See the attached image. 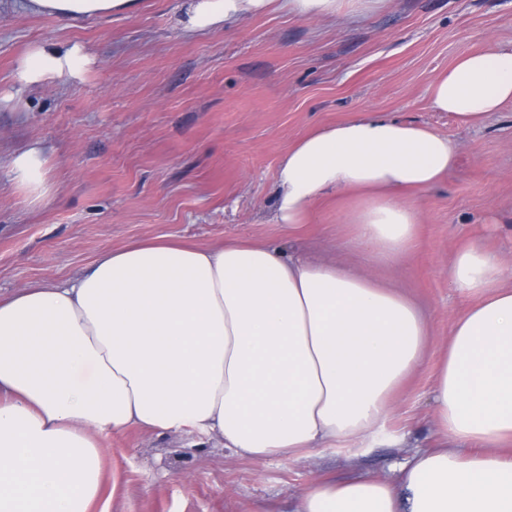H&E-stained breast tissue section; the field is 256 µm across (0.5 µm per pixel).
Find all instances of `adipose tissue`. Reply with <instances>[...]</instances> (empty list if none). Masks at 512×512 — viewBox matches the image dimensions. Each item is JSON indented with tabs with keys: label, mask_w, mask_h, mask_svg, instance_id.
I'll list each match as a JSON object with an SVG mask.
<instances>
[{
	"label": "adipose tissue",
	"mask_w": 512,
	"mask_h": 512,
	"mask_svg": "<svg viewBox=\"0 0 512 512\" xmlns=\"http://www.w3.org/2000/svg\"><path fill=\"white\" fill-rule=\"evenodd\" d=\"M333 18L345 0H187L184 35L272 4ZM135 0H25L69 22L120 14ZM80 44H33L18 90L81 77ZM512 102V47L461 56L429 88L432 110L465 125ZM456 145L383 115L314 130L277 173L272 223L298 232L323 197L359 194L345 212L371 262L401 264L420 230L409 194L455 167ZM10 180L32 209L58 192L47 147L17 150ZM479 243L455 252L451 285L473 299L456 319L434 385L439 447L394 476L319 479L295 512H512V289ZM429 318L398 285L309 261L262 241L198 248L163 237L101 254L62 284L0 298V512H95L103 438L136 427L197 433L262 464L357 453L387 430L400 389L422 363Z\"/></svg>",
	"instance_id": "1"
}]
</instances>
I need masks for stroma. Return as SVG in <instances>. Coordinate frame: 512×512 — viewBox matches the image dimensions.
Returning a JSON list of instances; mask_svg holds the SVG:
<instances>
[{
    "instance_id": "35a3bbf8",
    "label": "stroma",
    "mask_w": 512,
    "mask_h": 512,
    "mask_svg": "<svg viewBox=\"0 0 512 512\" xmlns=\"http://www.w3.org/2000/svg\"><path fill=\"white\" fill-rule=\"evenodd\" d=\"M181 4L137 0L126 14L73 25L0 0L1 93L36 42H78L95 56L82 78L0 106V294L67 282L103 252L163 235L201 247L287 243L400 283L427 311L429 351L386 436L367 451L256 464L194 434L134 427L104 442L100 512H292L297 494L323 476L385 477L434 444V382L467 304L449 283L454 251L484 244L508 265L512 287V102L472 128L429 107L432 80L458 57L512 46V0H377L333 19L271 11L191 37ZM374 112L428 126L460 148L457 166L414 195L420 232L397 267L349 246L346 201H318L297 236L268 221L288 149ZM33 141L54 149L58 187L37 210L8 171L11 153Z\"/></svg>"
}]
</instances>
